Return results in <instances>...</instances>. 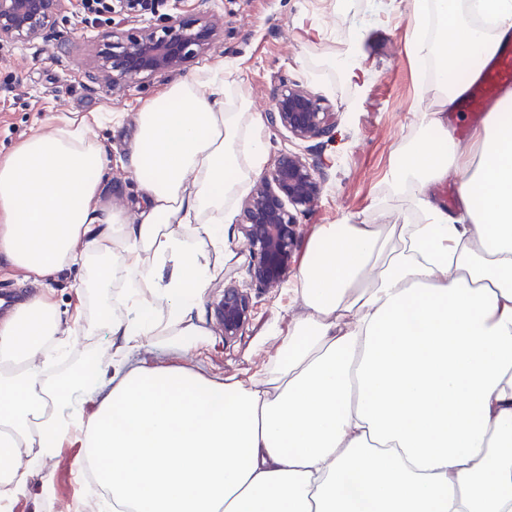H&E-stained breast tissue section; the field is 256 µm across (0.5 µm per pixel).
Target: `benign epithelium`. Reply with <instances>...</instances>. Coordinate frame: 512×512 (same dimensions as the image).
Here are the masks:
<instances>
[{
    "label": "benign epithelium",
    "instance_id": "1",
    "mask_svg": "<svg viewBox=\"0 0 512 512\" xmlns=\"http://www.w3.org/2000/svg\"><path fill=\"white\" fill-rule=\"evenodd\" d=\"M68 0H0V46L37 41L55 29ZM140 0H117L119 21L99 35L86 74L104 79L121 93L154 77H170L209 51L223 37L207 12L170 14L156 24L135 27ZM273 127L300 141L318 139L336 125V113L298 84L283 85L269 111ZM324 180L320 163L295 152L277 156L241 201V229L248 242L252 284L265 290L284 287L294 270L299 236L297 214L314 207ZM212 307L222 314L224 340L232 341L249 324L253 304L233 272L224 273V290Z\"/></svg>",
    "mask_w": 512,
    "mask_h": 512
}]
</instances>
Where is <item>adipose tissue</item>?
Instances as JSON below:
<instances>
[{"label": "adipose tissue", "mask_w": 512, "mask_h": 512, "mask_svg": "<svg viewBox=\"0 0 512 512\" xmlns=\"http://www.w3.org/2000/svg\"><path fill=\"white\" fill-rule=\"evenodd\" d=\"M412 57L433 106L387 187L413 224H322L294 291L304 310L272 370L216 379L131 365L156 337L206 350L199 310L224 266L232 198L262 171V113L197 72L142 102L122 165L132 211L103 200L97 114L55 116L0 157V272L37 291L0 316V512L79 445L99 488L74 512H512V89L461 139L447 112L512 41V0H414ZM463 174L459 202L435 186ZM119 292L120 315L63 316L49 286ZM107 330L68 366L61 353Z\"/></svg>", "instance_id": "ef3b65f1"}]
</instances>
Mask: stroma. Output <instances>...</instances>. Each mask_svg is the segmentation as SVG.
<instances>
[{"label":"stroma","instance_id":"obj_1","mask_svg":"<svg viewBox=\"0 0 512 512\" xmlns=\"http://www.w3.org/2000/svg\"><path fill=\"white\" fill-rule=\"evenodd\" d=\"M208 10L224 32L223 40L187 66V73L232 61V76L252 100L255 111H269L282 85L300 83L324 98L338 114L329 135L311 142L290 138L285 130L270 129L269 158L281 152L308 154L321 162L325 186L318 204L300 218L295 252L303 258L311 234L320 224H401L416 214L405 197H388L386 176L395 148L411 137L414 113L425 107L429 93L420 89L416 63L409 53L412 27L406 9L390 10L387 0H352L336 9L332 0H161L145 22L164 14L189 15ZM111 25L110 15L88 21L80 0H71L58 26L45 38L29 44L0 47V155L21 143L30 130L53 116L99 112L107 125L92 127L91 137L111 143L120 156L134 126L129 120L139 104L167 85L154 78L140 87L113 94L108 83L85 74V62L99 33ZM312 25L326 31L324 40L304 34ZM352 30L363 33L361 49L375 70L374 78L358 87L340 72L320 67V60L340 52L336 37ZM233 241L224 258L242 287L250 288L254 303L251 321L240 336L225 341L209 326L212 344L203 353L173 351L156 342L136 353L132 362L147 367L183 365L200 368L216 378L246 377L268 368L294 316L301 311L291 288L265 292L251 288L249 255L239 225H232ZM55 299L68 313L83 312L94 319L100 307L120 310L117 292L88 288L76 292L70 279L57 278ZM79 448L62 449L49 463L52 493L43 496L40 481L15 512H68L81 488L73 460Z\"/></svg>","mask_w":512,"mask_h":512}]
</instances>
